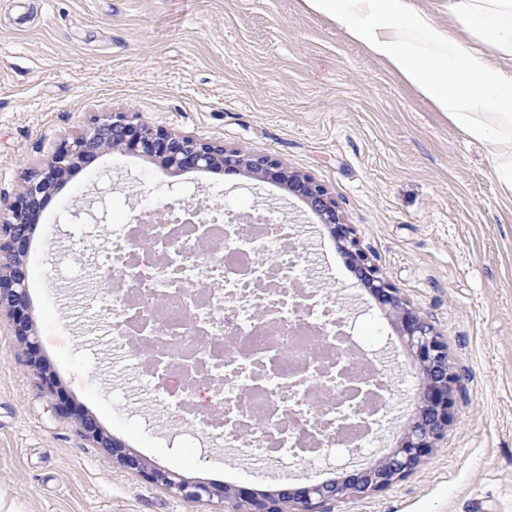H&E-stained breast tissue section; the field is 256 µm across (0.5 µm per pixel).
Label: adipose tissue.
Returning a JSON list of instances; mask_svg holds the SVG:
<instances>
[{"instance_id": "ef3b65f1", "label": "adipose tissue", "mask_w": 512, "mask_h": 512, "mask_svg": "<svg viewBox=\"0 0 512 512\" xmlns=\"http://www.w3.org/2000/svg\"><path fill=\"white\" fill-rule=\"evenodd\" d=\"M352 42L383 62L472 141L487 144L489 165L512 193V0H448V12L472 29L454 38L411 0H305Z\"/></svg>"}]
</instances>
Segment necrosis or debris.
I'll return each mask as SVG.
<instances>
[{
  "label": "necrosis or debris",
  "instance_id": "4bbe7bcc",
  "mask_svg": "<svg viewBox=\"0 0 512 512\" xmlns=\"http://www.w3.org/2000/svg\"><path fill=\"white\" fill-rule=\"evenodd\" d=\"M205 226L214 247L204 256L196 236L173 224L148 225L153 251L130 256V239L117 232L100 255L117 284L97 289L87 305L111 303L119 311L107 325L113 342L134 336L145 347L143 392L173 415L217 407L221 419L209 430L260 463L292 464L321 430L336 446L364 447L369 425L354 414L357 399L327 401L310 391L315 380L332 390L338 378L356 387L368 375L347 371L336 353L338 341H355L349 318L313 287L315 269L283 247L294 225L268 215L254 233L228 222ZM271 251L275 266L256 263ZM203 282L211 289L202 300Z\"/></svg>",
  "mask_w": 512,
  "mask_h": 512
}]
</instances>
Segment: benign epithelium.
<instances>
[{
  "mask_svg": "<svg viewBox=\"0 0 512 512\" xmlns=\"http://www.w3.org/2000/svg\"><path fill=\"white\" fill-rule=\"evenodd\" d=\"M116 148L140 152L169 172L187 169L247 171L261 178L272 177L288 191L300 197L319 222L347 252L364 287L379 303L395 313L403 335L422 364V386L418 395V416L409 426L403 442L390 454L348 477L340 484H310L300 488L284 487L273 493H256L242 488L190 482L169 470L146 466L136 456L103 436L93 418L83 416L80 423L100 448L116 462L133 470L149 482L164 486L174 495L193 502L222 503L241 501L244 512H325V502L336 496L363 495L386 488L404 478L448 430L452 393L458 377L448 364V346L433 326L397 296L369 261L343 222L336 200L311 177L283 169L267 155L242 154L216 142L198 140L163 128H154L136 115L111 112L93 122L72 140H62L48 156L42 168L26 176L14 199L0 196V308L12 310V331L16 341L34 351L33 325L25 315L27 308L26 254L32 233L49 197L64 182V176L87 161ZM105 199L99 204L69 214L71 224H101L105 221Z\"/></svg>",
  "mask_w": 512,
  "mask_h": 512,
  "instance_id": "1",
  "label": "benign epithelium"
}]
</instances>
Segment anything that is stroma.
Listing matches in <instances>:
<instances>
[{"label": "stroma", "instance_id": "stroma-1", "mask_svg": "<svg viewBox=\"0 0 512 512\" xmlns=\"http://www.w3.org/2000/svg\"><path fill=\"white\" fill-rule=\"evenodd\" d=\"M106 112L270 156L325 186L369 260L447 344L459 381L444 436L404 478L329 500L326 512H512V194L486 146L304 0H0V195ZM101 192L106 223H68ZM139 198L203 201L217 217L287 213L300 228L292 246L326 269L323 294L357 303V354L394 384L357 456L368 464L400 445L417 416L420 361L306 203L269 178L171 174L117 150L67 175L31 235L34 351L0 311V512H212L113 463L84 415L125 453L189 481L262 492L356 472L350 455L317 448L273 478L216 447L193 411L178 419L142 404L133 370L98 331L111 305L84 301L111 287L96 254L133 224Z\"/></svg>", "mask_w": 512, "mask_h": 512}]
</instances>
